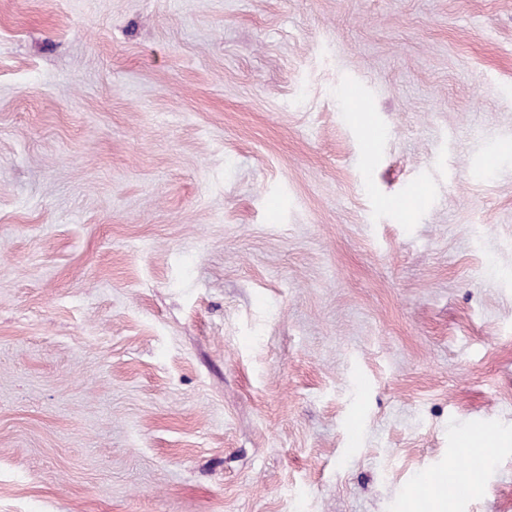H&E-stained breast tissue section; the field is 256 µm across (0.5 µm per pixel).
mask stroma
<instances>
[{
    "instance_id": "35a3bbf8",
    "label": "stroma",
    "mask_w": 512,
    "mask_h": 512,
    "mask_svg": "<svg viewBox=\"0 0 512 512\" xmlns=\"http://www.w3.org/2000/svg\"><path fill=\"white\" fill-rule=\"evenodd\" d=\"M471 429L512 512V0H0V512H408Z\"/></svg>"
}]
</instances>
